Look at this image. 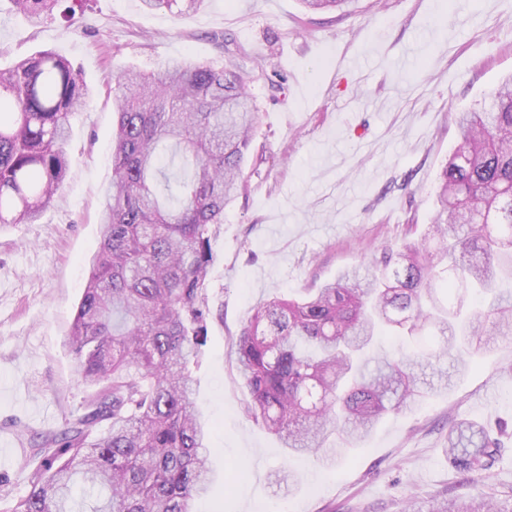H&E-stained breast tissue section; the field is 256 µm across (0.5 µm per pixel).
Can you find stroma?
Returning a JSON list of instances; mask_svg holds the SVG:
<instances>
[{
    "label": "stroma",
    "mask_w": 512,
    "mask_h": 512,
    "mask_svg": "<svg viewBox=\"0 0 512 512\" xmlns=\"http://www.w3.org/2000/svg\"><path fill=\"white\" fill-rule=\"evenodd\" d=\"M231 35L259 112L248 189L224 215L212 273L224 323L196 372L201 416L220 425L212 489L194 512H421L453 496L448 427L506 426L484 489L512 503V340L421 405L383 419L349 458L289 456L245 413L235 365L241 327L267 298L318 287L402 245L432 221L458 113L480 109L512 73V0H350L305 14L300 0H205L188 21L140 0H90L71 21L31 27L0 0V66L52 48L95 89L72 120L63 191L35 224H0V512L29 488V450L59 431L93 389L69 334L101 240L112 176V86L127 67L190 58L216 66L212 34Z\"/></svg>",
    "instance_id": "stroma-1"
}]
</instances>
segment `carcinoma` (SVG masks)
Returning <instances> with one entry per match:
<instances>
[{"label": "carcinoma", "mask_w": 512, "mask_h": 512, "mask_svg": "<svg viewBox=\"0 0 512 512\" xmlns=\"http://www.w3.org/2000/svg\"><path fill=\"white\" fill-rule=\"evenodd\" d=\"M37 27L75 6L9 0ZM187 19L205 0H141ZM307 12L347 0H301ZM224 65L167 62L128 70L112 88V179L102 235L70 335L82 382L97 386L81 413L37 444L41 469L9 512H191L209 489L216 432L201 420L192 369L214 303L213 241L224 211L246 190L243 163L257 121L231 36L215 33ZM92 95L64 56L43 49L0 68V224H35L58 195L70 160L71 118ZM461 142L448 158L424 238L385 245L369 264L297 298L273 297L236 339L246 412L289 453L346 456L387 415L425 394L417 368L491 350L512 336V75L483 112H461ZM182 167L164 164V148ZM400 340L377 351L383 332ZM448 458L462 476L453 506L430 512H512L473 495L502 448L484 425L448 430ZM97 490L72 492L76 478Z\"/></svg>", "instance_id": "obj_1"}]
</instances>
